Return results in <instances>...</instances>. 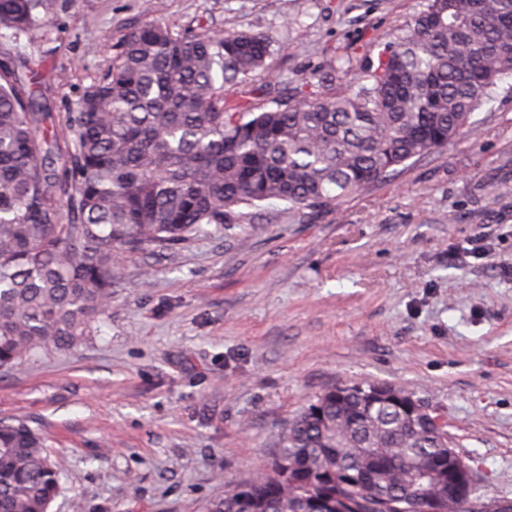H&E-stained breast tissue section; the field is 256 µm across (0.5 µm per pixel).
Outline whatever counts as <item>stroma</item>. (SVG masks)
I'll list each match as a JSON object with an SVG mask.
<instances>
[{
  "label": "stroma",
  "instance_id": "stroma-1",
  "mask_svg": "<svg viewBox=\"0 0 512 512\" xmlns=\"http://www.w3.org/2000/svg\"><path fill=\"white\" fill-rule=\"evenodd\" d=\"M423 0H59L45 33L0 38L63 127L116 44L151 17L264 31L281 87L359 67ZM473 132L326 209L122 259L85 343L0 374V420L65 460L49 512H205L266 465L279 426L324 388L429 397L489 498L512 501V78Z\"/></svg>",
  "mask_w": 512,
  "mask_h": 512
}]
</instances>
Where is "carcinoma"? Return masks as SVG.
Instances as JSON below:
<instances>
[{
  "label": "carcinoma",
  "instance_id": "carcinoma-1",
  "mask_svg": "<svg viewBox=\"0 0 512 512\" xmlns=\"http://www.w3.org/2000/svg\"><path fill=\"white\" fill-rule=\"evenodd\" d=\"M57 0H0V31L40 33ZM264 32L131 29L57 135L36 90L0 77V369L82 343L112 304L122 256L171 250L263 204L324 208L447 146L512 76V0H424L360 75L336 60L287 91ZM267 73V99L224 86ZM315 395L260 471L205 512H456L447 424L407 389ZM64 465L26 423L0 421V512H49ZM438 489L419 502V485ZM484 512L512 502L474 496Z\"/></svg>",
  "mask_w": 512,
  "mask_h": 512
}]
</instances>
